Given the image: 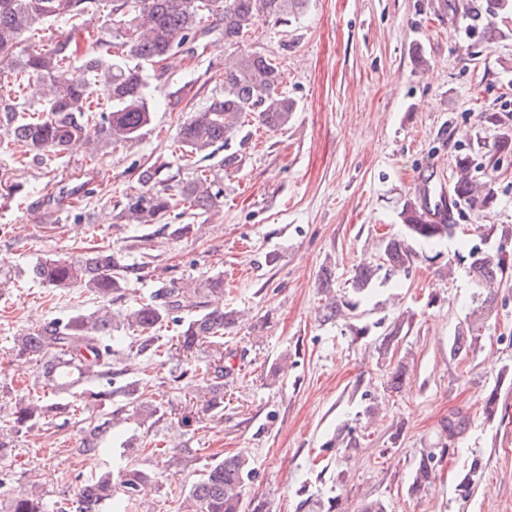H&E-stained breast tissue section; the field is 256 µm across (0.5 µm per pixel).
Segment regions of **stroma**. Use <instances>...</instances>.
Wrapping results in <instances>:
<instances>
[{
  "instance_id": "stroma-1",
  "label": "stroma",
  "mask_w": 512,
  "mask_h": 512,
  "mask_svg": "<svg viewBox=\"0 0 512 512\" xmlns=\"http://www.w3.org/2000/svg\"><path fill=\"white\" fill-rule=\"evenodd\" d=\"M467 15L493 21L492 31L470 34ZM243 48L276 60L298 107L287 130L253 127L240 168L224 177L223 204L195 216L197 235L116 217V203L141 191V167L161 157L171 175L190 174L175 143L178 115L163 105L136 143L94 155L78 142L51 162L21 166L0 146V175L24 186L0 199V412L39 393L42 382L40 362L19 359L15 337L106 304L77 288L43 287L29 268L113 248L133 263L135 240L147 235L151 276L106 305L125 308L162 279L223 276L222 303L240 314L224 335L235 374L223 414L204 413L200 381L173 380L178 355L162 366L122 355L117 367L147 381L145 397L166 407L163 420L114 423L105 453L79 456L86 422L101 419L90 408L62 427L15 435L0 472L11 488L37 486L51 503L74 498L82 480L134 464L156 475L136 512H178L171 490L190 485L208 462L244 454L255 468L245 497L265 500L269 512H312L307 500L333 495L341 512L375 499L392 512H512V272L476 349L448 353L478 306L461 241L485 228L486 250H512V153L499 159L491 202L456 213V234L440 257L427 260L413 244L408 269L381 274L361 294L351 287L356 267L377 263L383 242L400 233L419 171L435 170L447 187L456 157L466 154L483 178L495 140L512 132V8L499 0H306L288 27L258 23ZM230 53L217 40L200 57H178L171 85L197 79L200 98L218 93ZM326 266L357 315L324 319L318 282ZM404 313L413 316L409 329L393 354H380ZM360 323L367 337L355 336ZM400 362L409 379L395 390L387 380ZM494 389L505 413L490 418L482 403ZM457 411L469 426L445 454L442 424ZM346 423L357 428L356 447H331ZM182 445L191 450L184 467H169ZM430 451L433 483L411 494ZM474 464L480 480L461 497L457 485Z\"/></svg>"
}]
</instances>
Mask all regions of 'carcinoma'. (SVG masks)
<instances>
[{
  "label": "carcinoma",
  "mask_w": 512,
  "mask_h": 512,
  "mask_svg": "<svg viewBox=\"0 0 512 512\" xmlns=\"http://www.w3.org/2000/svg\"><path fill=\"white\" fill-rule=\"evenodd\" d=\"M305 0H0V65L12 78L7 94H0V132L18 148L20 165L32 157L47 160L74 141H85L94 151L107 144L137 141L150 124L149 85L168 82L160 63L179 55L193 57L213 37L234 46L244 42L259 22L288 25ZM108 8V21L97 24L95 16ZM60 22L63 27L52 42L30 52L15 50L28 34L44 24ZM42 85L43 99L35 104L23 96L24 85ZM277 63L256 51L241 54L224 68L222 91L191 108L178 123L177 142L193 168L191 177L171 185L161 178L166 162H155L140 170L138 180L147 189L127 195L117 203L118 218L129 224H165L170 216L207 213L224 198V174L235 171L239 151L212 162L216 152L237 139L244 146L242 118L251 115L270 130L288 128L296 103L282 89ZM436 193L430 178L422 177L414 197L400 212L403 235L386 240L383 264L355 269L353 288L362 293L379 271H397L413 261L408 240L434 249L456 232V225L438 221L448 205L431 207ZM451 193L457 206L482 207L490 193L482 194L471 173L467 157L455 160ZM150 238L139 239L141 262L129 264L122 251L95 250L86 255L38 262L29 269L32 279L49 288H84L100 298L122 295L131 279L150 274ZM469 270L478 289V318L458 331L449 347L456 357L474 348L482 338L484 320L495 309L498 288L505 270L512 268V252L482 251L471 245L467 251ZM332 271H322L320 288L325 296V318L332 320L341 308L355 304L336 298ZM224 297V278L210 276L198 284L162 283L149 298L118 311L102 308L70 316L31 329L17 337V351L43 360L42 376L48 390L15 403L7 415L9 426L0 425V459L7 457L13 435L65 420L90 404L105 413V420L89 427L77 452L98 454L101 437L115 414L105 411L119 395L130 403L142 420H160L166 411L142 401L145 387L138 380L113 386L126 369L113 367L114 357L124 344L121 330L134 333L130 349L137 356L162 357L158 333L174 323L179 327L177 350L187 363L181 375L197 376L188 363L204 343L215 346L212 363L206 366L204 410L215 415L224 410V384L234 369L224 363V333L233 328L238 314L224 306L209 304L208 298ZM469 424L468 417L453 413L442 425L451 444ZM433 454L418 465L410 490L421 493L433 480ZM254 467L244 456L226 457L207 463L184 496L186 512H267L260 499L245 501L244 486L253 478ZM154 478L150 471L132 466L117 474L104 472L81 483L76 497L49 505L42 495L10 494L0 480V497L6 512H127L137 502L141 486Z\"/></svg>",
  "instance_id": "obj_1"
}]
</instances>
